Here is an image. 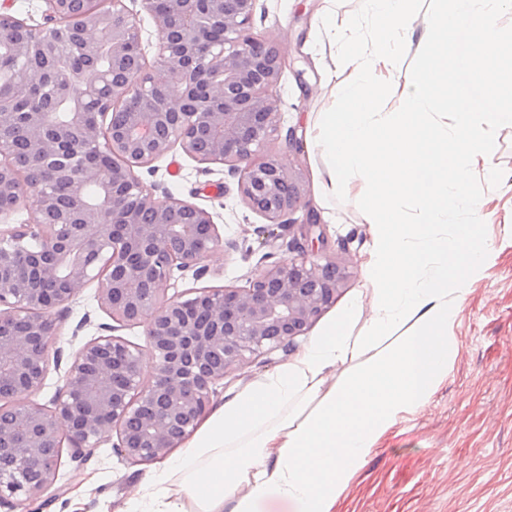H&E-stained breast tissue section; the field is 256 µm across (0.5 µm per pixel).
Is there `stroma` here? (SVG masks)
Listing matches in <instances>:
<instances>
[{"label": "stroma", "mask_w": 512, "mask_h": 512, "mask_svg": "<svg viewBox=\"0 0 512 512\" xmlns=\"http://www.w3.org/2000/svg\"><path fill=\"white\" fill-rule=\"evenodd\" d=\"M345 20L349 0H256L253 33L275 44L287 62L273 90L280 101L283 127L300 128L308 113L324 112L331 101L319 92L324 60L310 45L317 11ZM142 181L157 191L209 211L224 236L223 249L206 261L202 279H177L173 291L198 287H242L268 264L288 258L287 230L269 236L267 219L253 212L238 191L228 166L202 164L173 149L138 168ZM468 190L484 200L479 229L490 251L451 329L457 354L427 403L401 413L350 474L331 512H512V190L488 196L483 170L471 171ZM321 218L327 255L349 262L353 275L344 292L312 326L319 333L355 296L370 298L361 264L369 231L360 208L328 198L314 204ZM342 216L325 223L328 213ZM98 282L75 297L57 321L51 345L59 368L50 369L32 399L49 404L63 384V369L87 341L104 335L112 320L98 303ZM276 350L263 364H248L226 375L213 404L289 361ZM158 463L132 464L118 456L111 441L92 449L86 460L63 457L60 493L42 512H129L140 486Z\"/></svg>", "instance_id": "stroma-1"}]
</instances>
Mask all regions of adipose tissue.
<instances>
[{
  "mask_svg": "<svg viewBox=\"0 0 512 512\" xmlns=\"http://www.w3.org/2000/svg\"><path fill=\"white\" fill-rule=\"evenodd\" d=\"M417 2L353 0L348 24L317 35L331 59L321 90L332 106L305 124L325 160L314 195L363 210L370 300L354 298L290 361L225 397L194 444L141 486L131 512L145 500L150 512H258L271 492L299 512H330L378 436L446 374L452 325L488 253L468 176L483 168L492 194L504 184L489 129L512 125V82L497 73L512 37L495 22L503 0H437L426 18ZM410 49L413 68L397 74ZM340 65L350 78L337 80ZM481 100L491 106L479 112ZM406 322L412 331L396 335Z\"/></svg>",
  "mask_w": 512,
  "mask_h": 512,
  "instance_id": "ef3b65f1",
  "label": "adipose tissue"
}]
</instances>
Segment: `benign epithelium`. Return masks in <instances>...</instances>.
Here are the masks:
<instances>
[{"mask_svg":"<svg viewBox=\"0 0 512 512\" xmlns=\"http://www.w3.org/2000/svg\"><path fill=\"white\" fill-rule=\"evenodd\" d=\"M254 2L141 0L158 32L151 63L125 0H46L44 22L9 15L0 25L11 60L40 51L51 67L38 77L71 104L61 119L25 113L23 150L0 141V382L10 384L0 391V507L34 503L53 487L65 442L81 461L114 429L112 448L124 459H165L196 430L227 373L293 348L352 277L345 263L295 241L298 256L272 262L245 287L168 296L176 273L199 279L224 246L206 209L157 194L135 173L176 147L242 168L241 197L271 223L298 226L305 241L318 225L296 172L274 155L255 160L280 131L270 90L285 59L252 35ZM64 44L89 57L90 77L56 81ZM102 55L109 67L100 72ZM21 209L36 218L5 223ZM94 280L111 330L144 326L149 358L122 336L93 338L51 405L38 404L31 395L50 367L53 311H68Z\"/></svg>","mask_w":512,"mask_h":512,"instance_id":"obj_1","label":"benign epithelium"}]
</instances>
